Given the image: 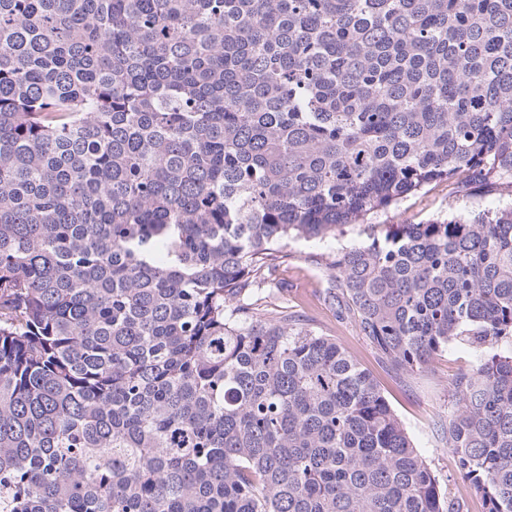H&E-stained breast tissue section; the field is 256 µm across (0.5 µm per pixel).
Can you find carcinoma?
Segmentation results:
<instances>
[{
	"mask_svg": "<svg viewBox=\"0 0 512 512\" xmlns=\"http://www.w3.org/2000/svg\"><path fill=\"white\" fill-rule=\"evenodd\" d=\"M387 367L512 343V0H0V512H463L377 383L267 300L291 237ZM443 438L512 512V353Z\"/></svg>",
	"mask_w": 512,
	"mask_h": 512,
	"instance_id": "obj_1",
	"label": "carcinoma"
}]
</instances>
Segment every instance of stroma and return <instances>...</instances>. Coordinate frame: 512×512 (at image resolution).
<instances>
[{
  "label": "stroma",
  "mask_w": 512,
  "mask_h": 512,
  "mask_svg": "<svg viewBox=\"0 0 512 512\" xmlns=\"http://www.w3.org/2000/svg\"><path fill=\"white\" fill-rule=\"evenodd\" d=\"M497 194L483 190L465 195L438 183L421 193L408 196L389 208L371 214L361 224L337 229V245H367L381 234L383 225L417 223L448 215L496 208ZM330 244L317 239H292L286 245L288 258L271 276V286L291 310L302 315L315 328L342 345L363 367L375 376L382 394L413 437L440 487L463 505V512H484V503L463 479L452 454L438 431L455 408L452 383L462 371L474 367L481 358L475 350L456 347L435 357L420 371L401 372L383 366L375 349L361 335L355 323L340 317L334 306L325 302L322 291L328 286L326 266L313 263L315 255L326 252Z\"/></svg>",
  "instance_id": "1"
}]
</instances>
